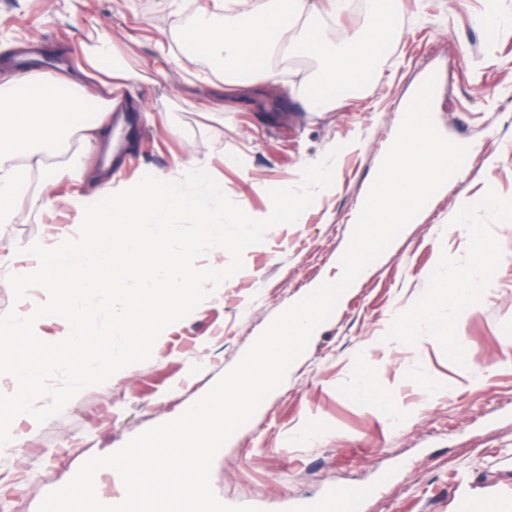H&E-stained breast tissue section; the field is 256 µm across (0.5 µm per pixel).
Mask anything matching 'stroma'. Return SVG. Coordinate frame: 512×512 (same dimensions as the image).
I'll return each mask as SVG.
<instances>
[{"instance_id":"stroma-1","label":"stroma","mask_w":512,"mask_h":512,"mask_svg":"<svg viewBox=\"0 0 512 512\" xmlns=\"http://www.w3.org/2000/svg\"><path fill=\"white\" fill-rule=\"evenodd\" d=\"M491 7L508 21L493 32L479 22ZM213 10V0H0L1 55L29 39L51 49L49 76L95 49L140 73L123 89L135 119L117 186L191 157L262 217L270 190L298 187L305 166L335 156L332 185L299 223L272 226L249 246L243 269L166 328L149 360L85 388L45 423L16 420V444L0 452V512H37L88 458L179 416L277 314L336 276L356 208L431 76L438 130L468 148L459 176L342 295L283 384L220 449L211 484L223 503L260 512H297L331 489L361 486L373 493L360 512H470L482 497L512 504V0H402L373 75L322 114L285 94V84H308L317 70L285 50L272 64L279 83L257 77L223 98L225 71L181 42ZM48 164L62 172L53 208L37 198L0 222V314L45 302L39 288L14 300L7 275L34 264L24 252L31 241L77 232L69 197H100L101 159L83 157L77 135ZM465 224L500 261L463 318L434 281L443 267L469 266ZM414 312L406 345L393 324ZM371 386L392 406L369 404Z\"/></svg>"}]
</instances>
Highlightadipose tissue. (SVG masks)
Returning a JSON list of instances; mask_svg holds the SVG:
<instances>
[{
	"label": "adipose tissue",
	"mask_w": 512,
	"mask_h": 512,
	"mask_svg": "<svg viewBox=\"0 0 512 512\" xmlns=\"http://www.w3.org/2000/svg\"><path fill=\"white\" fill-rule=\"evenodd\" d=\"M225 12L226 22L216 24L202 15L182 35L184 44L225 64L236 74L233 88L252 73L257 58L270 59L279 51V33L287 25L298 26L294 55L319 64L315 81L318 91L292 90L291 96L307 112L335 109L370 70L379 47L393 38L389 13L398 11L399 0H366L372 22L344 42L330 41L322 26L338 23L349 0H213ZM76 76H45L37 66H7L0 69V220L28 199L33 173H41L43 191H50L55 176L46 160L65 144L63 129L69 118L84 111L90 97L87 80L95 73L106 76L103 91L112 80L135 79L132 71L114 70L105 50L86 54ZM472 266L468 270L446 269L437 276L440 296H451L458 310L470 311L480 295L485 272L499 261L495 246L474 229H467Z\"/></svg>",
	"instance_id": "1"
}]
</instances>
